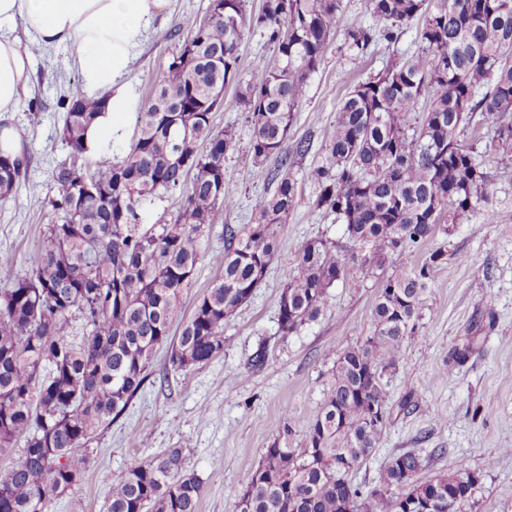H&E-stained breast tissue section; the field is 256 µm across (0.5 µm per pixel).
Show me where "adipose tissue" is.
I'll return each instance as SVG.
<instances>
[{
	"mask_svg": "<svg viewBox=\"0 0 512 512\" xmlns=\"http://www.w3.org/2000/svg\"><path fill=\"white\" fill-rule=\"evenodd\" d=\"M169 0H0V155L23 154V139L7 121L29 94L28 46H65L81 93L104 106L86 130L90 157L126 143L140 101L126 76Z\"/></svg>",
	"mask_w": 512,
	"mask_h": 512,
	"instance_id": "obj_1",
	"label": "adipose tissue"
}]
</instances>
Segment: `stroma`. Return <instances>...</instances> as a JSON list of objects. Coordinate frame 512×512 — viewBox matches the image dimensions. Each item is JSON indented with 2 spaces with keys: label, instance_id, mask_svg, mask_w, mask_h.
Returning a JSON list of instances; mask_svg holds the SVG:
<instances>
[{
  "label": "stroma",
  "instance_id": "35a3bbf8",
  "mask_svg": "<svg viewBox=\"0 0 512 512\" xmlns=\"http://www.w3.org/2000/svg\"><path fill=\"white\" fill-rule=\"evenodd\" d=\"M209 4L172 0L131 68L140 100H147L153 78L179 52L177 28L205 18ZM370 22L368 0H342L336 35L288 133L292 141L313 140L311 152L294 167L301 201L280 230L278 262L225 325L223 355L164 385L167 356L158 350L144 390L89 442L83 479L50 512H106L111 477L169 448L182 449L187 469L202 482L199 512H235L238 494L279 431L288 426L304 436L338 355L369 335L377 292L370 276L336 284L317 321L288 335L281 331L279 299L302 246L320 236L344 240L342 222L312 208L317 188L304 173L324 159L346 94L419 46L418 28L411 25L398 40H377L366 55H357L344 33L352 24ZM29 70L28 107L13 113L12 123L29 139L30 159L18 186L0 199V253L13 256L17 277L30 273L45 227L56 218L30 188L53 187L54 168L68 155L59 136L60 103L80 91L66 47L34 53ZM245 113L236 87H228L213 117L216 129L236 133L235 150L224 159L225 191L233 205L199 237L201 261L185 295L186 315L224 271L225 225L251 223L259 202L274 191L267 179L274 160L249 169L236 163L251 140ZM451 241L457 255L438 273L419 333L408 339L403 362L385 380L389 418L381 442L349 479L370 490L392 455L411 451L426 460L425 480L463 462L482 471L471 512H512V185L493 186L486 208L457 224ZM464 346L466 359L453 364L455 349ZM260 353L265 361L258 366Z\"/></svg>",
  "mask_w": 512,
  "mask_h": 512
}]
</instances>
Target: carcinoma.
Masks as SVG:
<instances>
[{
    "mask_svg": "<svg viewBox=\"0 0 512 512\" xmlns=\"http://www.w3.org/2000/svg\"><path fill=\"white\" fill-rule=\"evenodd\" d=\"M341 0H211L209 15L187 25L179 53L152 81L136 132L119 159H90L86 129L103 107L78 94L61 104L60 138L69 149L54 194L37 196L56 214L29 275L0 288V452L24 439L16 463L0 471V512H49L82 480L85 445L141 391L156 351L169 372L203 366L224 354V324L253 295L279 257L282 225L300 202L295 160L311 139L286 145L294 114L336 33ZM372 24L345 32L364 55L377 38L418 23V49L358 83L336 111L325 162L306 178L313 207L344 224L350 254L326 238L308 241L286 276L281 330L292 333L324 311L337 282L379 271L372 332L334 362L322 406L288 447L284 428L265 449L237 498L236 512H466L482 472L466 464L427 481L420 455H394L370 492L348 481L378 447L386 421L383 377L397 369L417 332L423 303L448 258L451 241L416 260L437 231L487 203L495 183L512 184V163L490 173V155L512 153V0H369ZM260 28L273 47L238 99L252 125L243 168L277 161L272 195L254 222L224 233V273L170 335L201 260L199 236L232 201L224 157L235 134L213 125L224 89L238 79L245 32ZM493 129L482 150L461 139L476 114ZM27 160L0 155V198ZM178 192L182 204L165 224L143 223L155 199ZM85 332L72 335L74 316ZM201 481L170 448L111 479L107 512H199Z\"/></svg>",
    "mask_w": 512,
    "mask_h": 512,
    "instance_id": "cac0c4a2",
    "label": "carcinoma"
}]
</instances>
